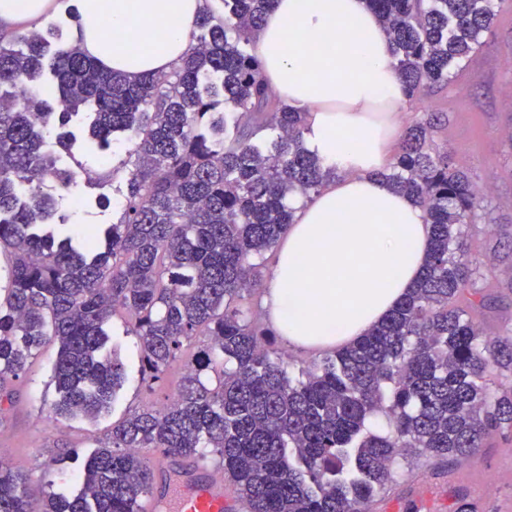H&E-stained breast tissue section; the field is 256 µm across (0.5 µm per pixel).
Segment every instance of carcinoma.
Wrapping results in <instances>:
<instances>
[{"label": "carcinoma", "instance_id": "cac0c4a2", "mask_svg": "<svg viewBox=\"0 0 512 512\" xmlns=\"http://www.w3.org/2000/svg\"><path fill=\"white\" fill-rule=\"evenodd\" d=\"M204 5L199 35L167 74L131 79L100 66L80 44L46 34L0 37V403L7 381L44 343H58L54 409L94 421L126 373L104 352L119 311L138 338L147 383L197 336L208 345L186 365L175 395L130 412L79 471L72 496L48 495L42 512H140L157 489L145 452L194 461L214 448L224 478L250 512H367L403 452L471 456L487 434L512 429V338H481L470 310L487 300L471 258L470 223L485 193L434 143L428 112L406 133L382 179L420 204L432 248L416 288L359 339L299 369L264 343L244 306L261 287L265 254L307 201L336 179L305 145L306 113L283 107L250 52L275 0ZM386 29L408 101L445 87L496 20L492 0H366ZM218 74L231 110L215 111ZM62 129L68 154L104 151L129 133L121 217L76 231L46 224L75 172L44 148L39 128ZM271 130L265 144L258 136ZM382 413L388 430L368 419ZM0 512H32L26 478L0 466Z\"/></svg>", "mask_w": 512, "mask_h": 512}]
</instances>
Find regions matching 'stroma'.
I'll return each mask as SVG.
<instances>
[{"label": "stroma", "instance_id": "obj_1", "mask_svg": "<svg viewBox=\"0 0 512 512\" xmlns=\"http://www.w3.org/2000/svg\"><path fill=\"white\" fill-rule=\"evenodd\" d=\"M442 113L434 139L452 151L454 167L466 172L486 197L469 230L473 259L487 264L493 290L487 308L473 319L484 337H512V0H503L497 20L485 34L465 69L448 86L428 90L416 103H403L393 116L407 130L424 113ZM61 164L90 171L78 182L85 199L73 209L59 201L58 214L73 227L115 223L125 189L112 176L111 163L78 153L62 155ZM109 349L125 364L126 381L110 413L98 421L67 420L52 403L57 394L51 381L55 343H46L31 368L14 382L17 397L0 407V457L22 470L29 482L33 506L49 494L77 492L79 469L90 452L92 437L108 433L113 423L141 405L163 403L174 395L180 367L164 381L147 386L141 380L137 337L127 335L122 317L109 328ZM394 480L371 503L370 512H458L461 502L476 504L477 512H512V430L491 433L484 448L469 457L440 463L416 452L393 467Z\"/></svg>", "mask_w": 512, "mask_h": 512}]
</instances>
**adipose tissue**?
<instances>
[{
  "instance_id": "adipose-tissue-1",
  "label": "adipose tissue",
  "mask_w": 512,
  "mask_h": 512,
  "mask_svg": "<svg viewBox=\"0 0 512 512\" xmlns=\"http://www.w3.org/2000/svg\"><path fill=\"white\" fill-rule=\"evenodd\" d=\"M81 46L141 77L178 66L203 0H75ZM282 104L306 108L308 148L346 179L299 206L277 248L263 307L302 349L342 346L381 322L429 253L423 209L378 178L392 163L404 95L386 33L365 0H276L252 43Z\"/></svg>"
}]
</instances>
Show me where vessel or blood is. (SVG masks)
Instances as JSON below:
<instances>
[{"instance_id": "obj_1", "label": "vessel or blood", "mask_w": 512, "mask_h": 512, "mask_svg": "<svg viewBox=\"0 0 512 512\" xmlns=\"http://www.w3.org/2000/svg\"><path fill=\"white\" fill-rule=\"evenodd\" d=\"M164 493L151 503L153 512H238V500L224 492L222 481L207 472L163 466Z\"/></svg>"}]
</instances>
